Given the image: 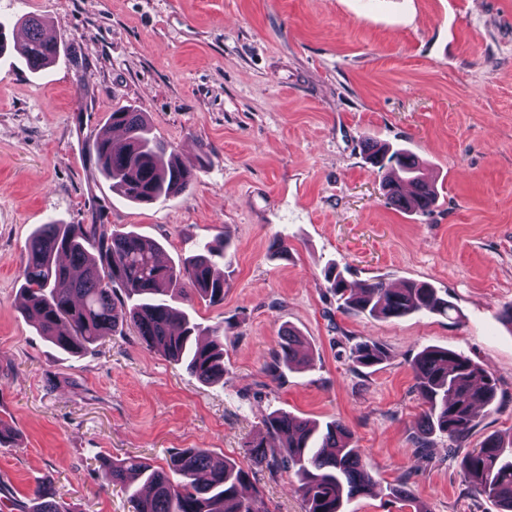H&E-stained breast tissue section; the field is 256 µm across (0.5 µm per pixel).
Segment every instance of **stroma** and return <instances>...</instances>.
I'll return each mask as SVG.
<instances>
[{
    "mask_svg": "<svg viewBox=\"0 0 512 512\" xmlns=\"http://www.w3.org/2000/svg\"><path fill=\"white\" fill-rule=\"evenodd\" d=\"M41 19L65 51L31 72L0 55V483L14 501L51 484L65 512H133L100 486L103 458L157 466L183 448L245 461L277 410L343 421L376 471L346 512H497L469 492L462 457L512 433V0H0V20ZM146 113L153 134L197 165L188 191L126 201L89 159L111 112ZM409 147L437 181L432 212L387 205L366 139ZM105 224L181 261L231 236L224 301H193L224 325V380L206 385L132 330L59 352L22 313V251L48 221ZM287 257L271 256L276 237ZM424 281L451 317L341 312L324 279ZM310 362L267 376L283 332ZM383 344L371 368L353 338ZM427 346L497 379L460 447L432 435L410 362ZM406 499L395 495V488ZM269 512H303L291 473L254 470Z\"/></svg>",
    "mask_w": 512,
    "mask_h": 512,
    "instance_id": "obj_1",
    "label": "stroma"
}]
</instances>
